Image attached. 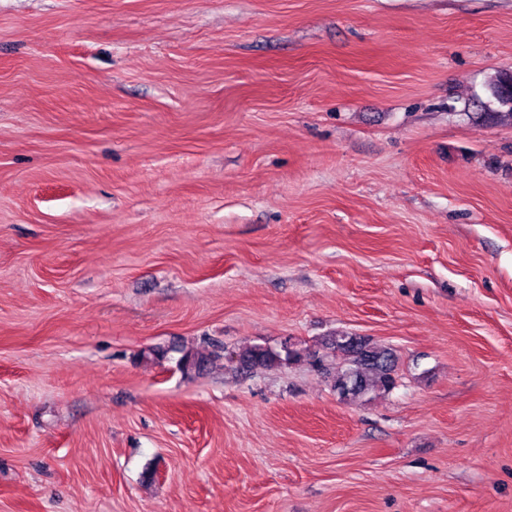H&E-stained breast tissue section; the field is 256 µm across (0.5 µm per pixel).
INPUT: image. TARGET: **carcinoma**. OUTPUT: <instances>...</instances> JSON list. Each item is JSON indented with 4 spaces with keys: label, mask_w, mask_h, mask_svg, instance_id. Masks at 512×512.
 Wrapping results in <instances>:
<instances>
[{
    "label": "carcinoma",
    "mask_w": 512,
    "mask_h": 512,
    "mask_svg": "<svg viewBox=\"0 0 512 512\" xmlns=\"http://www.w3.org/2000/svg\"><path fill=\"white\" fill-rule=\"evenodd\" d=\"M494 95L501 105L508 107L505 115L512 119V75L496 79ZM321 347L323 351L312 352L317 369H323L324 359L331 353L341 361L335 380L340 395L360 398L375 390L386 392L395 387L398 358L392 349L377 347L361 336L344 332L325 339ZM298 355L292 345L279 350L253 345L239 353L238 361L248 369H269L287 365Z\"/></svg>",
    "instance_id": "carcinoma-1"
}]
</instances>
